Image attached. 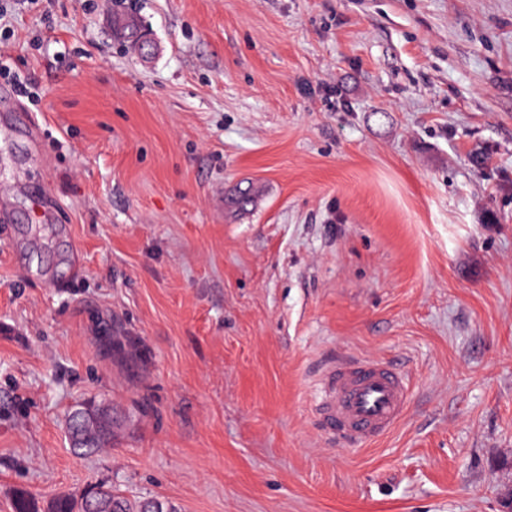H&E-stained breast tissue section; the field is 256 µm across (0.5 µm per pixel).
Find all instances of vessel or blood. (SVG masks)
<instances>
[{"label":"vessel or blood","mask_w":512,"mask_h":512,"mask_svg":"<svg viewBox=\"0 0 512 512\" xmlns=\"http://www.w3.org/2000/svg\"><path fill=\"white\" fill-rule=\"evenodd\" d=\"M313 412L328 440L351 448L372 445L403 419L410 398L408 377L396 364L350 356L324 371Z\"/></svg>","instance_id":"vessel-or-blood-1"}]
</instances>
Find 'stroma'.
I'll list each match as a JSON object with an SVG mask.
<instances>
[{"instance_id": "1", "label": "stroma", "mask_w": 512, "mask_h": 512, "mask_svg": "<svg viewBox=\"0 0 512 512\" xmlns=\"http://www.w3.org/2000/svg\"><path fill=\"white\" fill-rule=\"evenodd\" d=\"M0 7V87L39 122L0 107V512L100 482L176 512H502L512 0ZM342 355L411 380L365 448L312 413ZM90 397L112 446L81 456ZM85 405L91 409V415L87 417L81 431L83 441L76 443L71 450L76 454L92 455L112 444V407L96 401L95 398L76 403L67 410L65 415L67 433L70 429L69 422L73 413L75 427L72 433L75 436L77 435V430L83 422L86 412L83 407L75 411L74 409Z\"/></svg>"}]
</instances>
